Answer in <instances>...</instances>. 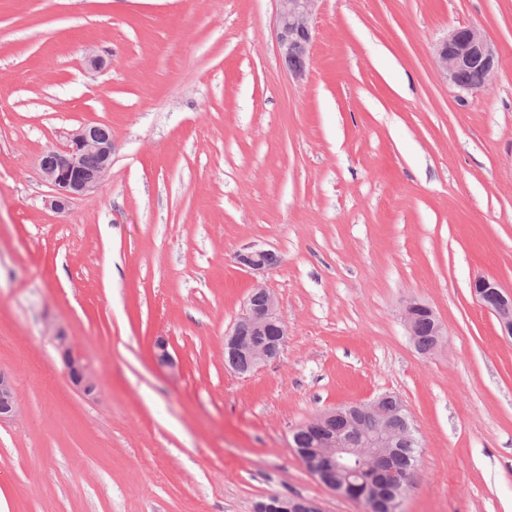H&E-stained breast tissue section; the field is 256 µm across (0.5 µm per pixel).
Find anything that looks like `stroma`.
<instances>
[{"label": "stroma", "mask_w": 512, "mask_h": 512, "mask_svg": "<svg viewBox=\"0 0 512 512\" xmlns=\"http://www.w3.org/2000/svg\"><path fill=\"white\" fill-rule=\"evenodd\" d=\"M277 11L0 0V370L20 407L0 425V512H254L273 494L363 512L292 431L383 394L422 443L401 512H512V338L470 288L512 289V0H320L300 81ZM460 25L497 57L475 94L435 63ZM94 123L112 167L56 210L39 160ZM249 244L279 264L241 268ZM257 280L289 336L244 377L224 336ZM410 297L442 323L432 356L401 323ZM55 338L61 350L68 375L73 385L84 395L91 396L98 391L99 380L83 363L81 356L75 350L73 343L64 333H58Z\"/></svg>", "instance_id": "stroma-1"}]
</instances>
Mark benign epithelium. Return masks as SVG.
Here are the masks:
<instances>
[{
  "mask_svg": "<svg viewBox=\"0 0 512 512\" xmlns=\"http://www.w3.org/2000/svg\"><path fill=\"white\" fill-rule=\"evenodd\" d=\"M277 43L288 72L305 75L312 47L319 0H277ZM440 74L447 83L462 92L472 93L485 87L496 66V57L485 32L475 26L450 30L435 47ZM114 143L112 130L104 124L82 126L62 149L47 150L40 167L55 190L53 205L64 210L71 199L96 189L112 167ZM237 264L255 274L277 264L268 250L249 245L236 254ZM478 301L497 318L502 334L512 336V290L489 277L471 283ZM425 312L436 340L430 348H418L422 354L435 351L444 340L442 325L434 311L416 298L403 305L401 319L410 338L420 329V312ZM68 375L84 395L98 391L99 380L83 363L73 343L64 333L56 335ZM288 341V324L279 313L276 294L261 283H254L245 301L243 313L224 336V353L230 366L248 376L278 358ZM19 412L12 379L0 372V423L14 419ZM314 433L313 447L300 445V435ZM403 442L419 443L408 413L389 415L382 399L368 403L341 404L317 414L292 434V448L307 468L323 484L345 497L357 474V459L365 455L374 465L386 468L391 496L384 500L372 492L366 500L368 512H399L406 496L404 487L416 483L418 469L397 473L388 465L392 451ZM255 512H321L317 502L303 498L288 499L271 495L258 503Z\"/></svg>",
  "mask_w": 512,
  "mask_h": 512,
  "instance_id": "1",
  "label": "benign epithelium"
}]
</instances>
